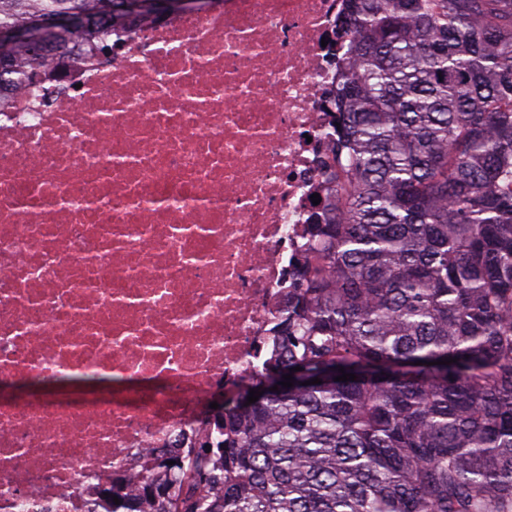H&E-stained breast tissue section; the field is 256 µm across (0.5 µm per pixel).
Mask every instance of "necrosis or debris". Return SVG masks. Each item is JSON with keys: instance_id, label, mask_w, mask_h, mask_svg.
I'll return each instance as SVG.
<instances>
[{"instance_id": "necrosis-or-debris-1", "label": "necrosis or debris", "mask_w": 512, "mask_h": 512, "mask_svg": "<svg viewBox=\"0 0 512 512\" xmlns=\"http://www.w3.org/2000/svg\"><path fill=\"white\" fill-rule=\"evenodd\" d=\"M345 0H224L76 46L0 102V383L158 382L0 400V512H87L206 438L286 317L325 194Z\"/></svg>"}]
</instances>
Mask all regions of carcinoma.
I'll list each match as a JSON object with an SVG mask.
<instances>
[{"mask_svg": "<svg viewBox=\"0 0 512 512\" xmlns=\"http://www.w3.org/2000/svg\"><path fill=\"white\" fill-rule=\"evenodd\" d=\"M346 2L339 178L250 385L265 396L216 412V446L165 454L172 477L102 489V512H512V0ZM60 16L81 24L28 40ZM159 17L0 0V93ZM278 374L293 386L267 390Z\"/></svg>", "mask_w": 512, "mask_h": 512, "instance_id": "1", "label": "carcinoma"}]
</instances>
